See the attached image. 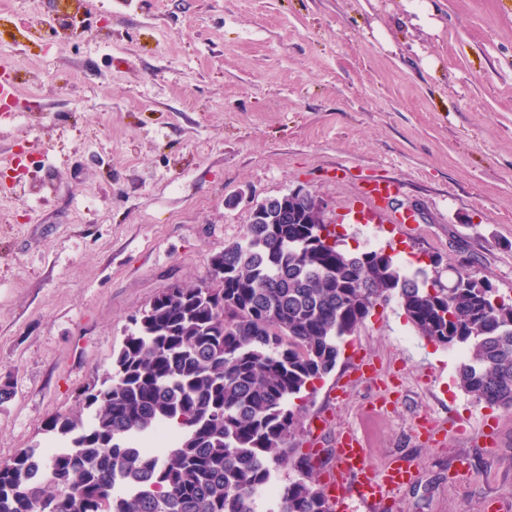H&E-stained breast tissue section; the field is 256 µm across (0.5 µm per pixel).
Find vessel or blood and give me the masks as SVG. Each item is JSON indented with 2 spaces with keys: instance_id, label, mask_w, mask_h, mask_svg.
I'll return each mask as SVG.
<instances>
[{
  "instance_id": "obj_1",
  "label": "vessel or blood",
  "mask_w": 512,
  "mask_h": 512,
  "mask_svg": "<svg viewBox=\"0 0 512 512\" xmlns=\"http://www.w3.org/2000/svg\"><path fill=\"white\" fill-rule=\"evenodd\" d=\"M361 192L368 201L386 203L397 196L399 186L392 180L369 178L364 181ZM350 373L358 379L376 381L381 394L375 405L386 409L391 382L380 377L373 360L357 355ZM335 455V467L326 472L322 480L325 496L335 512H358L362 507L385 504L417 479L415 467L400 456L389 459L382 467H374L363 441L350 429L337 433Z\"/></svg>"
}]
</instances>
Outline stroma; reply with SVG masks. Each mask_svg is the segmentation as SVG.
Wrapping results in <instances>:
<instances>
[{"mask_svg": "<svg viewBox=\"0 0 512 512\" xmlns=\"http://www.w3.org/2000/svg\"><path fill=\"white\" fill-rule=\"evenodd\" d=\"M2 70L21 104L0 151L24 169L0 176V460L80 411L132 316L207 279L254 205L295 188L342 249L409 273L474 262L512 296V0H0ZM369 176L398 183L392 208L361 197ZM355 346L401 380L387 415L369 381L329 396ZM460 363L376 305L303 402V422L333 418L315 474L348 427L373 466L418 467L379 512H512V412L461 390ZM420 415L445 439L416 438Z\"/></svg>", "mask_w": 512, "mask_h": 512, "instance_id": "obj_1", "label": "stroma"}]
</instances>
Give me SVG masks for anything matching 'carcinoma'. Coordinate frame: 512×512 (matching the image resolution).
I'll return each mask as SVG.
<instances>
[{
	"mask_svg": "<svg viewBox=\"0 0 512 512\" xmlns=\"http://www.w3.org/2000/svg\"><path fill=\"white\" fill-rule=\"evenodd\" d=\"M210 278L160 293L81 412L46 425L52 451L0 462V512H254L274 469L299 478L272 512H333L295 443L301 406L335 370L340 344L394 300L417 335L463 353L460 388L512 411V296L472 265L445 284L440 260L409 275L382 248H339L302 200L261 204ZM176 431L150 456L145 441Z\"/></svg>",
	"mask_w": 512,
	"mask_h": 512,
	"instance_id": "obj_1",
	"label": "carcinoma"
}]
</instances>
